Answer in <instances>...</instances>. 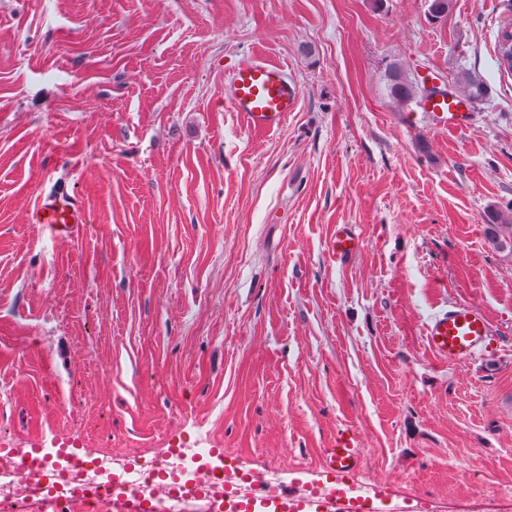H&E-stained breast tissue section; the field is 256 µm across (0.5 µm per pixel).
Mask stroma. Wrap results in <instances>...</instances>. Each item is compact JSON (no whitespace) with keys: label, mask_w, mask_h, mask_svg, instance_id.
<instances>
[{"label":"stroma","mask_w":512,"mask_h":512,"mask_svg":"<svg viewBox=\"0 0 512 512\" xmlns=\"http://www.w3.org/2000/svg\"><path fill=\"white\" fill-rule=\"evenodd\" d=\"M509 20L512 0L438 21L427 0H0V448H220L291 491L346 433L360 487L512 512V258L489 221L512 205ZM256 58L300 89L264 132L225 103ZM395 66L489 95L449 132L390 97ZM58 191L87 218L68 234L31 221ZM452 302L496 352L432 354ZM512 44L509 25H504L498 33L496 62L500 72L512 74ZM458 93L470 102L483 101L488 95V87L480 75L467 72ZM360 246L359 237L346 224L336 227V233L332 240V251L336 255V259L343 260L352 256Z\"/></svg>","instance_id":"1"}]
</instances>
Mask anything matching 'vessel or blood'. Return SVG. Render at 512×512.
<instances>
[{
  "label": "vessel or blood",
  "instance_id": "obj_1",
  "mask_svg": "<svg viewBox=\"0 0 512 512\" xmlns=\"http://www.w3.org/2000/svg\"><path fill=\"white\" fill-rule=\"evenodd\" d=\"M226 87L230 109L240 113L253 130L282 126L289 113L296 111L300 97L298 86L289 79L285 68L264 60L239 64L230 73ZM424 109L449 130L463 131L469 121L465 100L451 94L428 99ZM31 220L61 233L83 223L84 214L69 195L57 193L38 201ZM359 248L358 236L347 225L337 226L332 240L337 259H346ZM426 340L435 355L451 364L484 356L496 345L487 315L470 303L436 312L426 325ZM356 467L352 439L340 435L335 448L327 452L325 470L329 478L322 487H309L296 495L279 490L253 499L228 494L224 497V512H360L363 500L350 482Z\"/></svg>",
  "mask_w": 512,
  "mask_h": 512
}]
</instances>
